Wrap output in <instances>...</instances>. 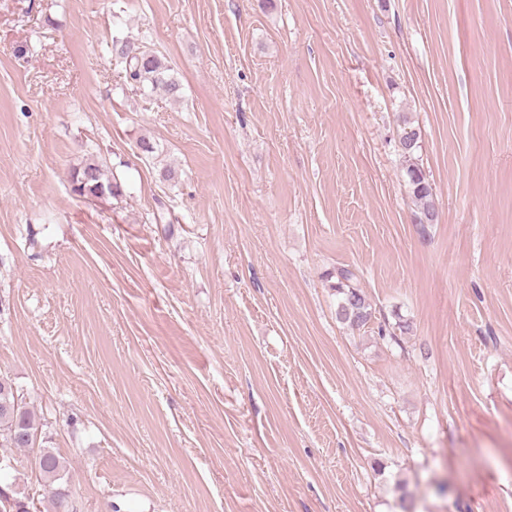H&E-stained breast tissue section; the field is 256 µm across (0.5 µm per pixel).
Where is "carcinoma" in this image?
<instances>
[{"label": "carcinoma", "instance_id": "1", "mask_svg": "<svg viewBox=\"0 0 512 512\" xmlns=\"http://www.w3.org/2000/svg\"><path fill=\"white\" fill-rule=\"evenodd\" d=\"M116 55L125 64L127 80L137 89L144 91L163 90L177 97L180 84L171 74V67L144 42L118 41L113 45ZM421 129L404 122L399 138V149L405 155H412L419 148ZM406 183L413 202L417 207L415 217L419 223L429 224L436 220L433 191L423 169L416 163L406 168ZM73 192L84 198H98L100 192L120 199L125 195L122 183L109 175L103 165L93 158L87 159L72 173ZM334 280L331 288L339 296L336 317L351 329H360L372 322L374 310L361 289L353 284L356 274L349 268L338 267L327 274ZM43 423L26 402L15 383L7 376H0V448L26 451L38 449L32 464L38 469L53 502V512H74L76 506L70 491L58 481L64 478L65 461L52 448L43 446ZM0 512H37L34 500L24 492L15 490L6 493L0 490Z\"/></svg>", "mask_w": 512, "mask_h": 512}]
</instances>
